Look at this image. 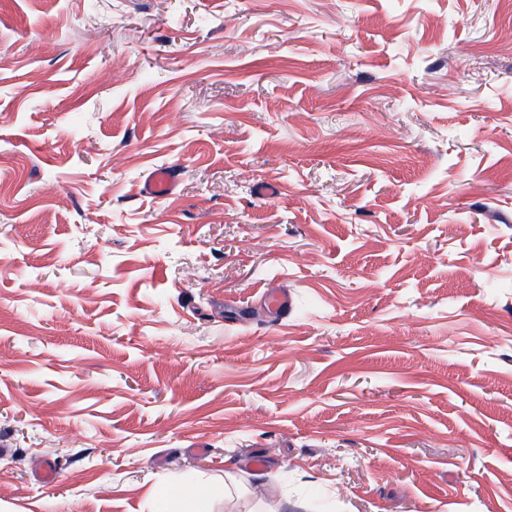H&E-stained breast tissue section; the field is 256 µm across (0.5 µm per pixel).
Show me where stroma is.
<instances>
[{
	"label": "stroma",
	"instance_id": "35a3bbf8",
	"mask_svg": "<svg viewBox=\"0 0 512 512\" xmlns=\"http://www.w3.org/2000/svg\"><path fill=\"white\" fill-rule=\"evenodd\" d=\"M507 29L0 0V512H512ZM176 188L177 182L166 168H157L152 171L143 184L144 192L155 197L171 196ZM156 497V512H169L168 504L175 499L181 500L182 509L179 510L180 512H212L210 493L206 491L188 494L178 484L167 483L156 492Z\"/></svg>",
	"mask_w": 512,
	"mask_h": 512
}]
</instances>
